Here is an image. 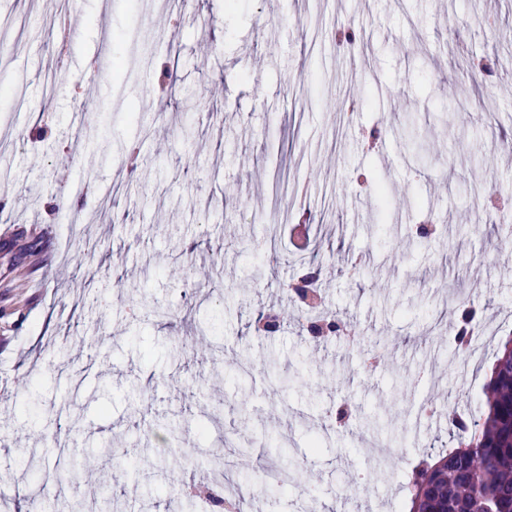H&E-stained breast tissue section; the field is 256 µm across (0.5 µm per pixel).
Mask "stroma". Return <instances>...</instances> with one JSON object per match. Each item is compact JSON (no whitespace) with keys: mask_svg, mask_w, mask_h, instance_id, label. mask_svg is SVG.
<instances>
[{"mask_svg":"<svg viewBox=\"0 0 512 512\" xmlns=\"http://www.w3.org/2000/svg\"><path fill=\"white\" fill-rule=\"evenodd\" d=\"M1 19L17 31L0 512H27L21 459L55 406L75 470L93 463L122 512H155L159 459L183 489L167 512H190L222 480L214 456L253 486L280 448L287 494L243 512H404L407 475L453 447L449 410L482 408L512 335V70L477 87L469 68L512 47V0H0ZM365 174L388 188L386 223L366 221ZM83 203L75 232L60 217ZM313 269L346 332H307L290 285ZM472 307L467 365L448 334ZM271 308L286 321L256 334Z\"/></svg>","mask_w":512,"mask_h":512,"instance_id":"1","label":"stroma"}]
</instances>
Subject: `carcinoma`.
I'll return each instance as SVG.
<instances>
[{"label": "carcinoma", "instance_id": "carcinoma-1", "mask_svg": "<svg viewBox=\"0 0 512 512\" xmlns=\"http://www.w3.org/2000/svg\"><path fill=\"white\" fill-rule=\"evenodd\" d=\"M450 434L458 447L423 461L407 477L409 512H512V337L496 353L485 388L483 412L469 421L448 413ZM47 451H34L26 467L40 464L41 487L75 479L46 464ZM57 512H116V501L104 488L56 500Z\"/></svg>", "mask_w": 512, "mask_h": 512}]
</instances>
